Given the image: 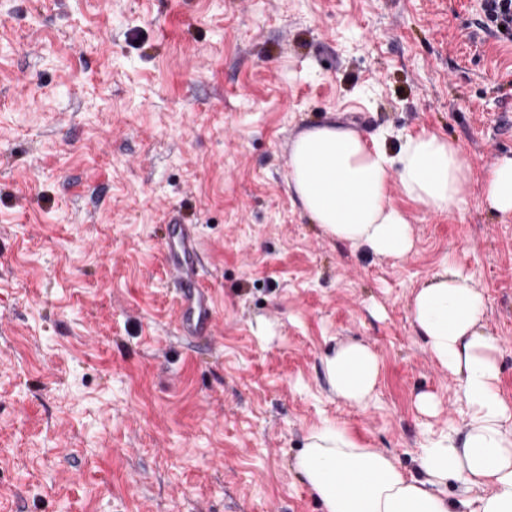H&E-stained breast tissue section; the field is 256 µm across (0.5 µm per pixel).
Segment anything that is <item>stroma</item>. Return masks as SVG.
Returning <instances> with one entry per match:
<instances>
[{
    "mask_svg": "<svg viewBox=\"0 0 512 512\" xmlns=\"http://www.w3.org/2000/svg\"><path fill=\"white\" fill-rule=\"evenodd\" d=\"M482 18L481 0H0V512H320L291 462L326 421L417 474L466 425L407 308L450 260L512 402V218L479 181L512 157V42ZM332 120L468 156L449 212L391 188L406 256L326 235L289 194L294 140ZM173 219L213 290L201 343L175 324ZM351 341L381 361L365 408L324 376Z\"/></svg>",
    "mask_w": 512,
    "mask_h": 512,
    "instance_id": "1",
    "label": "stroma"
}]
</instances>
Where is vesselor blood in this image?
Wrapping results in <instances>:
<instances>
[{"mask_svg": "<svg viewBox=\"0 0 512 512\" xmlns=\"http://www.w3.org/2000/svg\"><path fill=\"white\" fill-rule=\"evenodd\" d=\"M165 261L172 280L178 284L177 322L183 336L203 339L214 330L215 318L210 287L199 278V245L193 225L167 227Z\"/></svg>", "mask_w": 512, "mask_h": 512, "instance_id": "1", "label": "vessel or blood"}]
</instances>
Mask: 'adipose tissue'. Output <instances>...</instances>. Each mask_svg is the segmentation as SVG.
<instances>
[{
	"label": "adipose tissue",
	"mask_w": 512,
	"mask_h": 512,
	"mask_svg": "<svg viewBox=\"0 0 512 512\" xmlns=\"http://www.w3.org/2000/svg\"><path fill=\"white\" fill-rule=\"evenodd\" d=\"M470 179L461 148L433 132L405 136L391 153L330 122L302 133L289 155L288 189L304 214L327 235L377 258H398L414 246L391 186L443 213L462 201ZM483 189L492 210L512 215V157L487 173ZM409 310L416 335L457 381L468 413L464 432L429 440L416 478L394 456L326 423L308 431L292 469L321 512H512V403L500 393L498 340L484 325L482 295L448 263L412 293ZM323 367L336 398L369 405L381 374L369 346L339 345ZM450 483L457 489L452 499L444 492Z\"/></svg>",
	"instance_id": "obj_1"
}]
</instances>
